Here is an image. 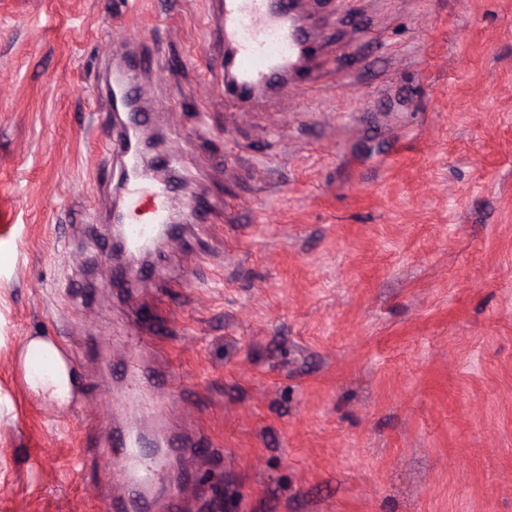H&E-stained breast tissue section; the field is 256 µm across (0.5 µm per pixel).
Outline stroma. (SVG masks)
Masks as SVG:
<instances>
[{
	"label": "stroma",
	"mask_w": 512,
	"mask_h": 512,
	"mask_svg": "<svg viewBox=\"0 0 512 512\" xmlns=\"http://www.w3.org/2000/svg\"><path fill=\"white\" fill-rule=\"evenodd\" d=\"M314 91L241 102L208 0H0V512H512V0H303ZM183 220L114 294L113 72ZM80 355L67 403L31 339ZM139 359L174 378L117 373ZM148 53V49L141 47L139 52L129 55L128 67L122 68L120 72L121 75H119L126 93L133 103H135L137 98L141 95V88L135 83L134 72L142 68L149 61L151 56Z\"/></svg>",
	"instance_id": "obj_1"
}]
</instances>
